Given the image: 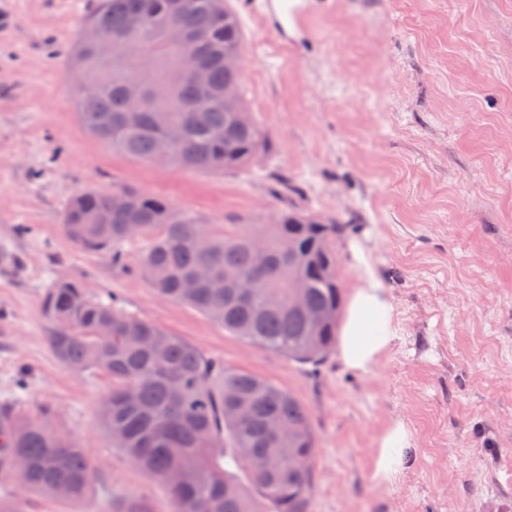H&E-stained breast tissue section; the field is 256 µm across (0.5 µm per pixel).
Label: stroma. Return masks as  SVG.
<instances>
[{
	"label": "stroma",
	"mask_w": 512,
	"mask_h": 512,
	"mask_svg": "<svg viewBox=\"0 0 512 512\" xmlns=\"http://www.w3.org/2000/svg\"><path fill=\"white\" fill-rule=\"evenodd\" d=\"M244 35L243 98L266 137L244 169L183 170L112 150L79 119L69 55L94 0H0V411L58 423L86 448L94 496L72 504L0 474L20 512H106L136 495L173 512L98 423L109 390L49 344L42 294L54 280L153 323L228 370L290 391L315 432L309 512H512V0H305L280 30L265 0H226ZM132 187L212 230L272 223L290 206L385 273L403 337L363 374L335 355L312 367L251 343L62 232L67 201ZM417 442L397 482L373 479L377 435L394 418Z\"/></svg>",
	"instance_id": "35a3bbf8"
}]
</instances>
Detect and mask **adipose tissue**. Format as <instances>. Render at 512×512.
Wrapping results in <instances>:
<instances>
[{
  "mask_svg": "<svg viewBox=\"0 0 512 512\" xmlns=\"http://www.w3.org/2000/svg\"><path fill=\"white\" fill-rule=\"evenodd\" d=\"M351 265L358 274L338 325L336 361L345 370L364 373L388 355L401 339L393 292L383 273L359 242L348 246ZM416 442L406 423L393 419L375 442L374 477L378 483L398 481L410 466Z\"/></svg>",
  "mask_w": 512,
  "mask_h": 512,
  "instance_id": "obj_1",
  "label": "adipose tissue"
}]
</instances>
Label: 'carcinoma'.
<instances>
[{"label": "carcinoma", "mask_w": 512, "mask_h": 512, "mask_svg": "<svg viewBox=\"0 0 512 512\" xmlns=\"http://www.w3.org/2000/svg\"><path fill=\"white\" fill-rule=\"evenodd\" d=\"M145 15L149 38L112 54L78 42L72 58L75 106L97 137L132 159L152 163L160 137L180 140L168 165L231 171L246 166L264 136L225 67L244 37L224 0H99L86 25L121 35L131 15ZM182 28L194 60L208 74L207 88L186 74L183 50L166 41L163 26ZM154 59L153 78L167 80V98L127 111L122 85L135 75V58ZM64 234L80 249L110 251L141 238L140 266L160 295L186 303L224 330L281 352L303 365L322 362L334 343L342 310L331 236L337 227L299 211L279 212L272 224H235L206 231L164 198L121 187L74 195L61 217ZM257 285L245 298L236 279ZM299 296L308 316L293 307ZM50 344L74 374L103 373L111 387L99 423L131 463L162 482L174 512H308L315 436L307 408L291 393L248 373L224 370L183 340L128 316L82 285L56 280L42 297ZM0 474L16 476L30 491L72 502L87 500L92 477L85 450L57 426L51 409L33 419L0 413ZM110 512H150L129 496Z\"/></svg>", "instance_id": "carcinoma-1"}]
</instances>
